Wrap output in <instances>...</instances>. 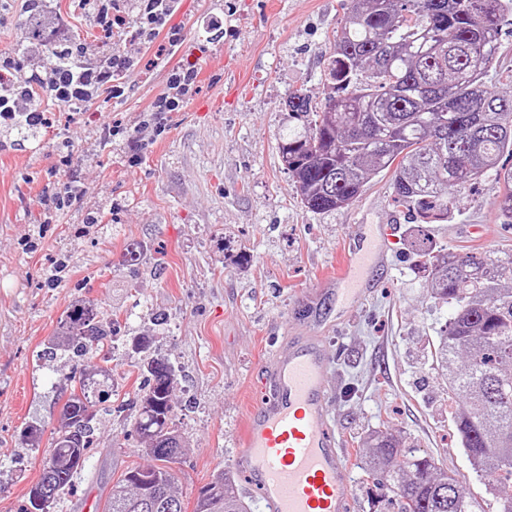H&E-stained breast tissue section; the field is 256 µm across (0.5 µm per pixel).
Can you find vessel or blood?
<instances>
[{
  "label": "vessel or blood",
  "instance_id": "b4317fda",
  "mask_svg": "<svg viewBox=\"0 0 512 512\" xmlns=\"http://www.w3.org/2000/svg\"><path fill=\"white\" fill-rule=\"evenodd\" d=\"M390 231L351 230L333 282L345 305L367 262L383 258ZM333 364L321 339L289 337L258 369L257 398L240 436L236 469L261 512H353L347 455L330 422L327 380Z\"/></svg>",
  "mask_w": 512,
  "mask_h": 512
}]
</instances>
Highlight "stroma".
Segmentation results:
<instances>
[{"instance_id":"1","label":"stroma","mask_w":512,"mask_h":512,"mask_svg":"<svg viewBox=\"0 0 512 512\" xmlns=\"http://www.w3.org/2000/svg\"><path fill=\"white\" fill-rule=\"evenodd\" d=\"M346 3L178 0L169 25L182 41L172 46L137 37V0H120L125 29L109 41L76 0H48L46 18L64 21L85 61L110 47L132 66L121 98L103 94L77 112L47 106L45 124L32 131L0 127V512H17L39 478L69 375L110 367L114 410L100 415L95 447L52 512H104L124 471L150 464L127 410L148 357L181 375L176 489L192 512L202 486L236 474L255 370L287 337L310 330L334 359L330 418L349 458L371 433L400 435L455 472L483 512H496L430 355L454 308L431 298L412 248L421 238L477 257L512 252L496 177L468 186L446 219L426 224L395 203L386 175L349 206L307 211L281 162L291 121L284 101L300 90L322 102ZM25 19L24 0H0V56L25 45ZM182 66L198 72L194 94L179 110L154 112ZM71 180L78 199L55 210L57 189ZM353 224L397 231L387 269L340 319L329 278ZM79 300L117 320L106 339L112 353L89 351L60 371L48 352Z\"/></svg>"}]
</instances>
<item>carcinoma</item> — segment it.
<instances>
[{"mask_svg": "<svg viewBox=\"0 0 512 512\" xmlns=\"http://www.w3.org/2000/svg\"><path fill=\"white\" fill-rule=\"evenodd\" d=\"M512 0H348L333 35L323 105L301 91L288 93V128L280 153L301 204L326 212L356 201L384 173L394 201L422 219L448 214L459 190L493 171L501 184L498 211L512 224V170L498 168L512 153V96L485 81L500 48ZM38 9L24 35L45 44L48 73L66 46L51 41ZM430 269L432 298L455 307L433 343L432 357L448 394L461 402L454 424L475 469L492 478L490 490L512 488V253L489 259L416 245ZM113 335L112 321L90 302L70 308L57 349L77 356ZM143 392L135 398L134 427L156 463L126 470L112 487L105 512H184L172 464L181 455L174 428L175 371L146 362ZM71 392L53 451L28 496L53 503L71 487L92 447L94 419L110 398L108 384L70 377ZM364 476L386 489L387 512H474V501L453 473L403 447L391 433L363 441ZM204 512H247L224 474L200 488Z\"/></svg>", "mask_w": 512, "mask_h": 512, "instance_id": "carcinoma-1", "label": "carcinoma"}]
</instances>
